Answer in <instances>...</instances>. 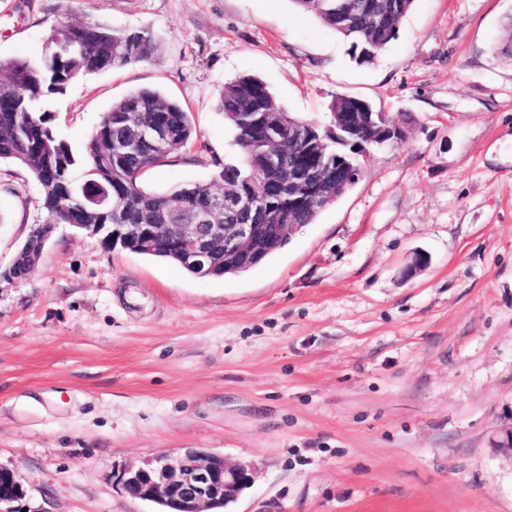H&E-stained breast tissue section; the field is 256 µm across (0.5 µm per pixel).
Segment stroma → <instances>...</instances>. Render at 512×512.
<instances>
[{"instance_id":"stroma-1","label":"stroma","mask_w":512,"mask_h":512,"mask_svg":"<svg viewBox=\"0 0 512 512\" xmlns=\"http://www.w3.org/2000/svg\"><path fill=\"white\" fill-rule=\"evenodd\" d=\"M149 30L157 57L71 83L45 107L81 150L132 91L180 103L193 139L141 179L215 184L234 159L216 101L262 79L321 124L368 101L406 141L290 244L235 277L59 225L27 281H0V465L17 512H156L123 468L185 448L253 465L229 512H512V0H414L373 62L291 0H0V60L54 29ZM0 163V266L45 223ZM426 266L412 270L416 255ZM27 487L23 478L14 470L0 466V508L7 506L5 512H15L10 505L24 500Z\"/></svg>"}]
</instances>
